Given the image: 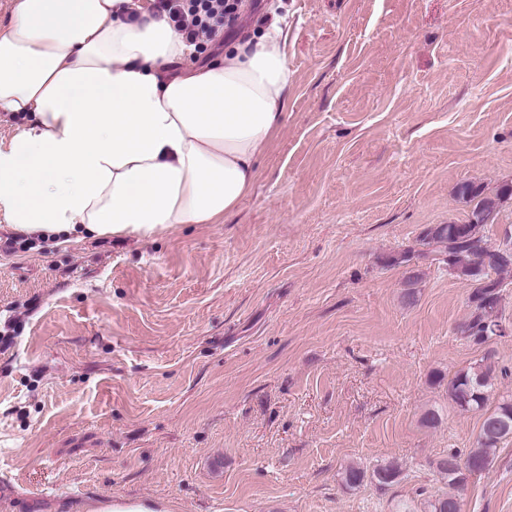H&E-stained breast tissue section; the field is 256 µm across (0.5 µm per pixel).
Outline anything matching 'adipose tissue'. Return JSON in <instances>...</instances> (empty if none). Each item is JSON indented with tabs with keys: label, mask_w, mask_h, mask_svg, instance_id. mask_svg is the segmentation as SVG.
Segmentation results:
<instances>
[{
	"label": "adipose tissue",
	"mask_w": 512,
	"mask_h": 512,
	"mask_svg": "<svg viewBox=\"0 0 512 512\" xmlns=\"http://www.w3.org/2000/svg\"><path fill=\"white\" fill-rule=\"evenodd\" d=\"M191 51L143 0H13L0 111L24 122L0 142V221L61 246L235 210L285 121L287 33L174 72Z\"/></svg>",
	"instance_id": "1"
}]
</instances>
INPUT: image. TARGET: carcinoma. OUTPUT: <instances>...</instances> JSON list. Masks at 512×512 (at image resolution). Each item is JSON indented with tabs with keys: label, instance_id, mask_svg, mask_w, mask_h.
<instances>
[{
	"label": "carcinoma",
	"instance_id": "carcinoma-1",
	"mask_svg": "<svg viewBox=\"0 0 512 512\" xmlns=\"http://www.w3.org/2000/svg\"><path fill=\"white\" fill-rule=\"evenodd\" d=\"M458 194L473 203L468 220L463 224H433L420 237L422 250L407 248L390 258L391 264L410 265L419 260L443 262L448 256V272L476 284L469 296L471 313L461 326V334L475 344H484L491 339L486 321L498 313L503 281L491 277V273L512 270V248L491 251L485 235L483 216L497 219L503 200L512 196V184L501 185L495 194L486 195L484 190L465 182L458 187ZM497 368L491 353H486L480 362L456 373L448 387L451 401L463 411L480 410L484 418L476 439V445L462 456L456 451L436 462L440 476L448 481V491L426 500L425 512H450V507L460 503L459 491L464 489L469 478L487 471L493 462V452L507 438L512 437V398L502 399L496 407L487 409V402ZM401 475L398 466L389 463L372 470L350 462L341 471L345 487H359L366 478H371L380 487H388Z\"/></svg>",
	"mask_w": 512,
	"mask_h": 512
}]
</instances>
